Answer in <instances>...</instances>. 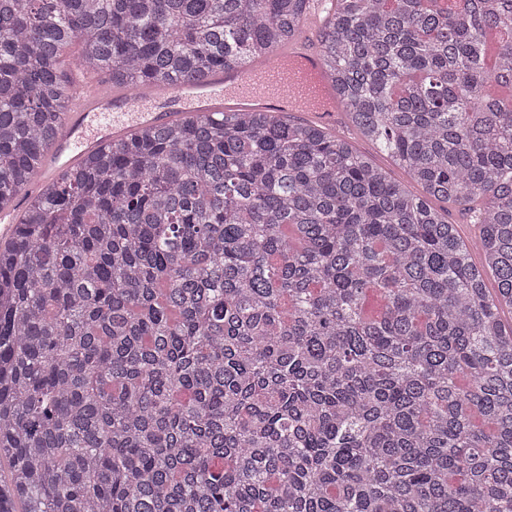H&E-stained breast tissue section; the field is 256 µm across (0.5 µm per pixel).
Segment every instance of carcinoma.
Here are the masks:
<instances>
[{"label": "carcinoma", "instance_id": "carcinoma-1", "mask_svg": "<svg viewBox=\"0 0 512 512\" xmlns=\"http://www.w3.org/2000/svg\"><path fill=\"white\" fill-rule=\"evenodd\" d=\"M305 7L0 0V207L59 132L71 44L117 88L194 83ZM322 51L422 193L269 112L43 182L0 243V512H512V0H331Z\"/></svg>", "mask_w": 512, "mask_h": 512}]
</instances>
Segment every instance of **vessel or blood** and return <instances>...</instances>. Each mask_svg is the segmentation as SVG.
I'll list each match as a JSON object with an SVG mask.
<instances>
[{
	"mask_svg": "<svg viewBox=\"0 0 512 512\" xmlns=\"http://www.w3.org/2000/svg\"><path fill=\"white\" fill-rule=\"evenodd\" d=\"M327 2L308 0L299 33L274 52L271 62L258 68L215 70L194 84L170 82L138 93L116 91L105 73L88 71L81 59H67L62 71L72 94L37 180L55 177L139 127L223 110L270 108L287 117L308 116L343 129L318 43Z\"/></svg>",
	"mask_w": 512,
	"mask_h": 512,
	"instance_id": "1",
	"label": "vessel or blood"
}]
</instances>
